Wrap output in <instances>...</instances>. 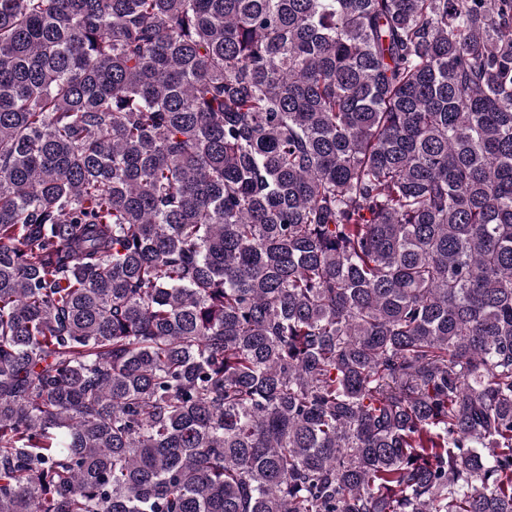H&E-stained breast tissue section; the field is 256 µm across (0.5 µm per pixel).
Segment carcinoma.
I'll list each match as a JSON object with an SVG mask.
<instances>
[{
    "mask_svg": "<svg viewBox=\"0 0 512 512\" xmlns=\"http://www.w3.org/2000/svg\"><path fill=\"white\" fill-rule=\"evenodd\" d=\"M0 512H512V0H0Z\"/></svg>",
    "mask_w": 512,
    "mask_h": 512,
    "instance_id": "cac0c4a2",
    "label": "carcinoma"
}]
</instances>
